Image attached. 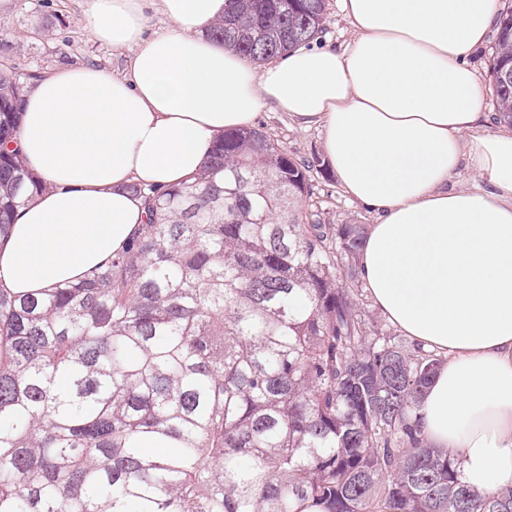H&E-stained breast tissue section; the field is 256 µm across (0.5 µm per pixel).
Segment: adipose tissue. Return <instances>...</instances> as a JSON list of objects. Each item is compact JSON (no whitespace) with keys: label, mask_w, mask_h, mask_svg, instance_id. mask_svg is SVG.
Here are the masks:
<instances>
[{"label":"adipose tissue","mask_w":512,"mask_h":512,"mask_svg":"<svg viewBox=\"0 0 512 512\" xmlns=\"http://www.w3.org/2000/svg\"><path fill=\"white\" fill-rule=\"evenodd\" d=\"M225 0H85L88 36L131 50L122 72L35 81L19 147L46 182L0 240V286L37 293L104 266L145 220L136 182L200 173L224 130L261 110L316 127L342 192L371 209L370 301L444 363L416 411L467 484H512V124L484 112L470 57L499 0H342L353 36L256 66L213 40ZM166 17L148 34L147 9ZM482 178L458 188L460 170Z\"/></svg>","instance_id":"adipose-tissue-1"}]
</instances>
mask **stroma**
I'll use <instances>...</instances> for the list:
<instances>
[{"label":"stroma","mask_w":512,"mask_h":512,"mask_svg":"<svg viewBox=\"0 0 512 512\" xmlns=\"http://www.w3.org/2000/svg\"><path fill=\"white\" fill-rule=\"evenodd\" d=\"M123 62L110 45L87 38L83 0H0V67L15 69L24 85L60 68L92 65L109 72ZM255 126L285 151L301 157L322 152L318 129L297 128L284 114L262 110ZM312 199L329 209L330 223L375 221L374 213L342 194L332 171L315 176Z\"/></svg>","instance_id":"1"}]
</instances>
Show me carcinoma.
Returning a JSON list of instances; mask_svg holds the SVG:
<instances>
[{"mask_svg": "<svg viewBox=\"0 0 512 512\" xmlns=\"http://www.w3.org/2000/svg\"><path fill=\"white\" fill-rule=\"evenodd\" d=\"M327 0H229L210 35L253 62L309 45ZM491 80L512 120V6ZM0 68V237L42 191ZM318 157L224 132L205 169L131 183L146 223L107 265L0 288V512H512L413 413L443 358L363 307L368 225L312 208ZM156 443L161 448L146 447Z\"/></svg>", "mask_w": 512, "mask_h": 512, "instance_id": "obj_1", "label": "carcinoma"}]
</instances>
